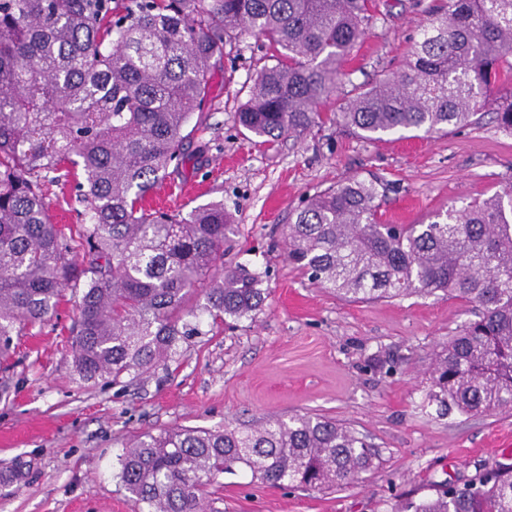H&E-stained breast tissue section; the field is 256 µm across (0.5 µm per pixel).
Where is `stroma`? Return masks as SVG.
<instances>
[{
    "mask_svg": "<svg viewBox=\"0 0 512 512\" xmlns=\"http://www.w3.org/2000/svg\"><path fill=\"white\" fill-rule=\"evenodd\" d=\"M431 4L387 0L352 53V82L395 72ZM267 51L264 41L240 38L213 77L209 152L153 195L185 212L224 202L235 217L224 262L263 273L262 310L228 327L202 321L175 362L117 385L80 382L65 345L71 305L29 328L0 368V512H141L117 478L118 457L135 436L271 417L336 419L367 435L378 457L355 482L323 491L273 486L247 472L225 476L215 512H394L419 486L461 485L512 464V449L499 444L512 433V412L442 416L426 399L434 354L469 320L466 304L440 291L349 302L309 281L285 251L289 215L349 176L391 182L381 207L390 224H419L512 186V133L487 115L415 140L398 132L366 140L327 125L273 148L251 144L235 113ZM20 458L31 464L22 482L13 471Z\"/></svg>",
    "mask_w": 512,
    "mask_h": 512,
    "instance_id": "stroma-1",
    "label": "stroma"
}]
</instances>
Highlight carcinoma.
I'll return each mask as SVG.
<instances>
[{
  "instance_id": "carcinoma-1",
  "label": "carcinoma",
  "mask_w": 512,
  "mask_h": 512,
  "mask_svg": "<svg viewBox=\"0 0 512 512\" xmlns=\"http://www.w3.org/2000/svg\"><path fill=\"white\" fill-rule=\"evenodd\" d=\"M375 0H0V358L65 297L83 381L138 378L199 334V314L255 320L262 273L224 265L232 213L146 208L168 170L210 150L216 64L253 34L271 54L237 122L270 146L326 124L369 139L448 133L476 122L494 84L512 83V0H444L403 65L345 89L351 50ZM512 132V88L495 112ZM195 124H190V121ZM75 190L82 224H58L44 186ZM389 182L348 177L308 197L288 224L287 256L351 302L436 291L473 318L435 353L427 401L441 415L512 410V190L450 207L426 224H385ZM366 436L323 416L247 428L147 433L117 478L145 512H209L220 478L346 485L373 467ZM397 512H512V465L406 500Z\"/></svg>"
}]
</instances>
